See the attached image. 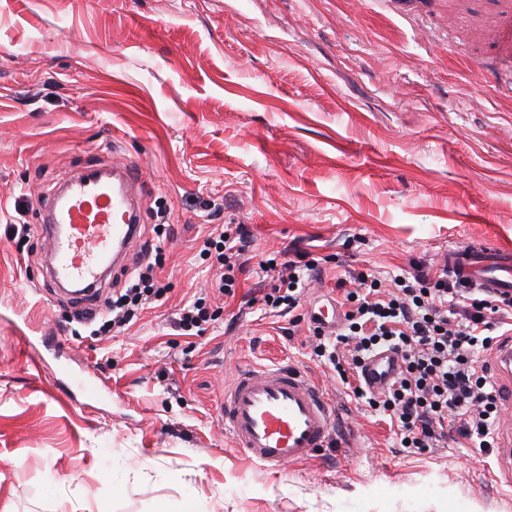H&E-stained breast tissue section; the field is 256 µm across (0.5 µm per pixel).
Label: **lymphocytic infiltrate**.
Wrapping results in <instances>:
<instances>
[{"label":"lymphocytic infiltrate","instance_id":"lymphocytic-infiltrate-1","mask_svg":"<svg viewBox=\"0 0 512 512\" xmlns=\"http://www.w3.org/2000/svg\"><path fill=\"white\" fill-rule=\"evenodd\" d=\"M249 247L240 226L222 227L205 239L201 254L217 271L221 295H234ZM260 267L270 276L265 306L288 314L299 306L316 265L269 258ZM354 280L352 291L337 280L345 292L343 323L333 335L313 327L314 355L331 365L356 403L389 424L399 442L436 448L454 432L477 448L494 447L500 398L484 355L500 330L512 331V298L474 288L444 267L432 274H397L386 285L363 273ZM166 291L154 264L139 267L108 300L98 333L121 332ZM390 348L400 356L401 371L388 388L373 393L361 380L362 367L373 353Z\"/></svg>","mask_w":512,"mask_h":512}]
</instances>
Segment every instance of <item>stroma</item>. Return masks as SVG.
<instances>
[{
  "label": "stroma",
  "instance_id": "stroma-1",
  "mask_svg": "<svg viewBox=\"0 0 512 512\" xmlns=\"http://www.w3.org/2000/svg\"><path fill=\"white\" fill-rule=\"evenodd\" d=\"M507 22L505 0H0V512H512L496 449L453 432L398 447L307 323L283 334L258 267L318 261L304 315L340 277L512 249V46L489 47ZM113 163L140 170L130 265L173 226L168 289L95 336L36 226L59 181ZM215 224L253 239L231 297L199 257ZM203 293L218 320L181 335ZM276 365L327 391L344 438L273 473L217 403L240 370Z\"/></svg>",
  "mask_w": 512,
  "mask_h": 512
}]
</instances>
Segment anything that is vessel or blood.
Returning <instances> with one entry per match:
<instances>
[{
  "label": "vessel or blood",
  "mask_w": 512,
  "mask_h": 512,
  "mask_svg": "<svg viewBox=\"0 0 512 512\" xmlns=\"http://www.w3.org/2000/svg\"><path fill=\"white\" fill-rule=\"evenodd\" d=\"M136 169L118 173L96 169L79 174L55 194L47 223L38 230L46 241L49 271L71 291L94 295L111 265L126 260L143 221L136 203ZM448 269L494 295H512V251L469 242L448 251ZM492 366L512 375V335L499 340ZM400 358L381 352L364 365L363 377L375 389L398 373ZM224 433L250 459L269 469L300 462L333 438L335 409L303 370L287 365L238 372L219 402Z\"/></svg>",
  "instance_id": "vessel-or-blood-1"
}]
</instances>
